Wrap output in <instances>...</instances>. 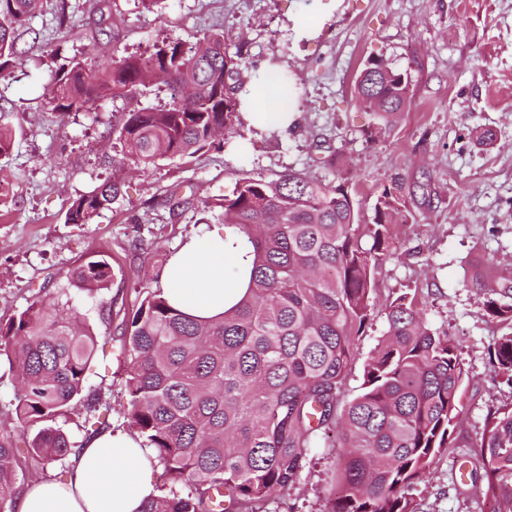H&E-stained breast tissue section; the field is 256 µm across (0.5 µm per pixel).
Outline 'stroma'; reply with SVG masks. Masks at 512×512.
<instances>
[{
    "label": "stroma",
    "instance_id": "stroma-1",
    "mask_svg": "<svg viewBox=\"0 0 512 512\" xmlns=\"http://www.w3.org/2000/svg\"><path fill=\"white\" fill-rule=\"evenodd\" d=\"M29 26L20 61L0 78V123L15 131L0 157V318L55 296L77 263L98 254L114 270L116 308L137 306L141 274L164 268L186 237L223 228L222 203L240 177L293 169L344 181L367 211L402 176L415 220L377 270L358 357L368 358L386 329L385 306L404 293L421 299L433 331L455 339L467 371L458 447L417 482L414 509L488 512L469 471L488 414L512 406V386L489 359L505 326L487 314L473 277L512 272V0H162L150 12L139 0H42ZM214 30L249 66L266 62L291 76L298 115L287 130L246 118L223 146L139 172L112 164L121 148L113 114L125 101L107 95L66 114L46 104L54 57L102 66ZM373 58L410 80L412 104L389 123L355 98V77ZM107 180L121 186L108 209L94 223H66L70 201ZM84 312L99 340L88 383L109 406L112 429L127 428L121 319L107 325L94 307ZM334 468L329 449H314L268 512H321Z\"/></svg>",
    "mask_w": 512,
    "mask_h": 512
}]
</instances>
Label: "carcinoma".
I'll return each instance as SVG.
<instances>
[{
  "instance_id": "cac0c4a2",
  "label": "carcinoma",
  "mask_w": 512,
  "mask_h": 512,
  "mask_svg": "<svg viewBox=\"0 0 512 512\" xmlns=\"http://www.w3.org/2000/svg\"><path fill=\"white\" fill-rule=\"evenodd\" d=\"M38 2L0 0V74L16 61ZM383 63L370 60L355 93L387 122L412 96L405 73L385 76ZM245 67L218 31L188 48L165 43L103 67L65 58L52 70L47 104L88 111L103 92L133 101L165 86V105L115 114L122 149L113 163L146 169L192 157L242 124L240 101L224 87ZM119 195L117 183L102 184L72 201L65 223H93ZM412 218L398 178L369 216L341 182L293 170L237 179L224 197V230L247 262V292L224 317L199 322L161 289L144 287L121 322L127 419L168 476L141 512H260L301 477L314 448L341 449L322 512H414L416 481L456 447L466 371L455 340L428 327L416 298L399 296L384 310L386 331L363 363L359 394L344 400L356 341L374 314L376 270ZM111 281L112 266L99 256L77 266L53 302L0 319V357L16 383L22 429L0 428V512H12L20 448L46 465L75 454L64 425L95 411L98 397L87 389L96 336L72 291L95 299L107 322ZM476 283L487 289L488 315L507 327L490 359L512 384V280ZM478 447L480 495L490 512H512V406L488 416Z\"/></svg>"
}]
</instances>
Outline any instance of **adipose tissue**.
I'll return each mask as SVG.
<instances>
[{
	"instance_id": "ef3b65f1",
	"label": "adipose tissue",
	"mask_w": 512,
	"mask_h": 512,
	"mask_svg": "<svg viewBox=\"0 0 512 512\" xmlns=\"http://www.w3.org/2000/svg\"><path fill=\"white\" fill-rule=\"evenodd\" d=\"M159 286L176 310L199 320L222 317L243 296L240 254L220 231L189 237L168 260ZM158 468L139 434L106 431L77 449L69 476L33 481L15 512H140L156 494Z\"/></svg>"
}]
</instances>
